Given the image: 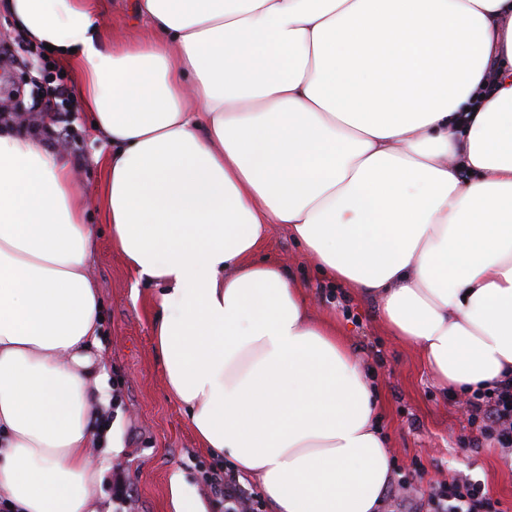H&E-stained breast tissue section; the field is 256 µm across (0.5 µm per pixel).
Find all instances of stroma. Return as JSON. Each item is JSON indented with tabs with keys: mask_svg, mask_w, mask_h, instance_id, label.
<instances>
[{
	"mask_svg": "<svg viewBox=\"0 0 512 512\" xmlns=\"http://www.w3.org/2000/svg\"><path fill=\"white\" fill-rule=\"evenodd\" d=\"M99 2L111 41L127 43L147 36L145 24L133 12V0ZM45 56V50L23 39L10 17L0 15V71L22 82L29 68L44 65ZM49 80L44 89H31V105L14 121L30 131H45L40 115L49 106L65 119L64 129L47 131L48 137L64 146L74 180L87 193L86 221L97 232L88 276L102 306L99 354L112 400L100 407L94 424L112 427L120 440L104 473L103 491L111 493V479L119 472L133 487L134 512H173L172 478L178 475L207 512H222L205 478L230 469L231 463L200 447L187 414L169 396L151 331L152 298L158 288L135 290L133 274L111 244L100 203L102 160L111 147L94 136L89 114L76 110L78 80L66 62L56 60ZM265 253L297 279L312 312L334 320L371 365L392 470L404 473L420 464L431 474L470 475L485 483L505 512H512V464L498 450L479 444V433L468 422L465 393L443 392L420 350L389 336L374 300L354 298L346 286L323 276L284 226H274Z\"/></svg>",
	"mask_w": 512,
	"mask_h": 512,
	"instance_id": "1",
	"label": "stroma"
}]
</instances>
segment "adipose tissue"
Returning <instances> with one entry per match:
<instances>
[{
	"label": "adipose tissue",
	"mask_w": 512,
	"mask_h": 512,
	"mask_svg": "<svg viewBox=\"0 0 512 512\" xmlns=\"http://www.w3.org/2000/svg\"><path fill=\"white\" fill-rule=\"evenodd\" d=\"M0 11L67 50L168 393L271 512H378L391 477L364 362L264 257L273 225L442 386L512 377V0H135L122 45L94 0ZM96 244L63 150L1 123L0 512L102 510Z\"/></svg>",
	"instance_id": "ef3b65f1"
}]
</instances>
